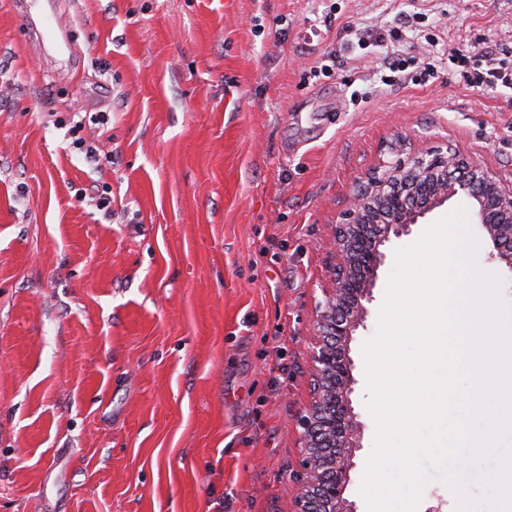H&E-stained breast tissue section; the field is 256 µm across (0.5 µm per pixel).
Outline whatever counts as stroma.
Wrapping results in <instances>:
<instances>
[{
    "label": "stroma",
    "instance_id": "35a3bbf8",
    "mask_svg": "<svg viewBox=\"0 0 512 512\" xmlns=\"http://www.w3.org/2000/svg\"><path fill=\"white\" fill-rule=\"evenodd\" d=\"M26 2L0 0V512H282L358 182L401 139L512 184V92L448 63L512 49V0H75L74 58ZM396 49L434 78L386 84Z\"/></svg>",
    "mask_w": 512,
    "mask_h": 512
}]
</instances>
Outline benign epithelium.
<instances>
[{
    "label": "benign epithelium",
    "instance_id": "benign-epithelium-1",
    "mask_svg": "<svg viewBox=\"0 0 512 512\" xmlns=\"http://www.w3.org/2000/svg\"><path fill=\"white\" fill-rule=\"evenodd\" d=\"M457 199L472 207L486 260L512 275V187L455 152L425 149L380 163L353 193L342 221L330 225L332 251L308 344L310 395L296 420L299 469L285 512H358L347 490L366 423L357 408L352 346L367 328L392 246Z\"/></svg>",
    "mask_w": 512,
    "mask_h": 512
}]
</instances>
